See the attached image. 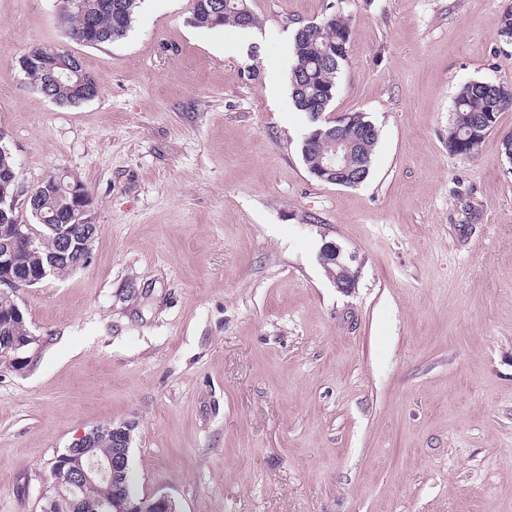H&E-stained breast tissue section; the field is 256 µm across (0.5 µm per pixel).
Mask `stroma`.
<instances>
[{"instance_id": "obj_1", "label": "stroma", "mask_w": 512, "mask_h": 512, "mask_svg": "<svg viewBox=\"0 0 512 512\" xmlns=\"http://www.w3.org/2000/svg\"><path fill=\"white\" fill-rule=\"evenodd\" d=\"M247 4L228 52L193 0H144L96 47L56 0H0V141L28 186L83 181L100 226L85 267L17 293L36 342L0 364V512H40L54 458L124 421L133 495L180 512H512V108L472 159L448 150L461 85H512V0ZM333 15L327 115L379 130L355 187L309 173L289 89L297 27ZM36 45L98 96L37 92ZM328 245H331V243L326 244L325 246H328ZM324 247L322 248V250L324 249ZM341 252H342V250L339 246L332 244L331 247L328 248V250L324 249V251L321 253V261H323L324 264H326L327 262H334V263L339 264V258L341 257ZM337 264L336 265L328 264L326 267L330 271L334 272V275H335L334 277L336 280L341 279V281H336L337 288H339L343 291H346V290L350 289L351 286H349L346 283H343L342 281L345 279H348L349 274L353 275L354 273L351 271L349 265L346 262V259H345V263H344V264H346V267L342 268Z\"/></svg>"}]
</instances>
